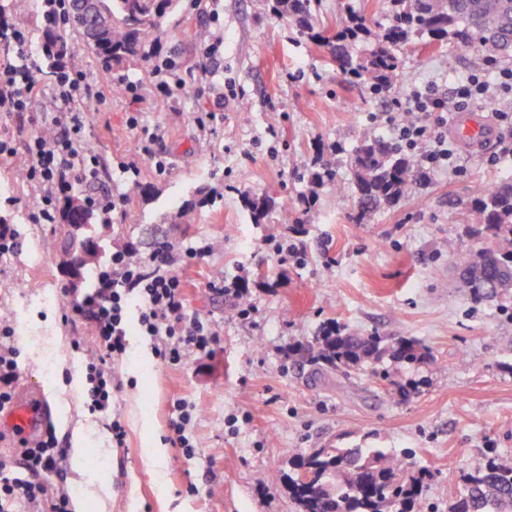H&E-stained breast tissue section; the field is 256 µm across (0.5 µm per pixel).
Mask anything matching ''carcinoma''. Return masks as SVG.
<instances>
[{
	"label": "carcinoma",
	"instance_id": "carcinoma-1",
	"mask_svg": "<svg viewBox=\"0 0 512 512\" xmlns=\"http://www.w3.org/2000/svg\"><path fill=\"white\" fill-rule=\"evenodd\" d=\"M179 0H97L98 14L110 19L104 44L94 47L86 31L91 18L76 3L68 5V23L45 27L39 35L47 59L92 52L103 71L147 60L156 54L162 20L178 7ZM312 0H272V8L288 17L301 31L312 30ZM392 22L373 35L363 20L349 14L330 49L344 73L367 79L377 94L396 89L398 58L394 48L414 34L478 52L487 60L512 55V11L501 0H391ZM375 44L364 57H353L349 47L362 36ZM358 203L366 214L397 202L418 180L416 161L397 141L373 138L361 142L352 156ZM255 220L275 207L271 199H245ZM475 233L487 240L484 249L497 253L499 263L480 265L479 253L458 254L455 265L468 275V292L477 302L493 300L484 287L512 268V179L473 190L468 201ZM93 214L78 196L66 201L61 225L68 227L70 244L97 256V245L80 237L76 225L91 223ZM310 361L346 375L363 371L386 357L414 363L425 356L416 344L400 338L387 343L378 336L328 328L308 348ZM419 476L401 467L400 456L385 448H312L300 455L294 472L286 476L288 490L299 512H419ZM512 512V462L494 460L469 473L459 487L449 512Z\"/></svg>",
	"mask_w": 512,
	"mask_h": 512
}]
</instances>
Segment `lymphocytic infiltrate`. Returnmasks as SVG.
<instances>
[{"label":"lymphocytic infiltrate","instance_id":"f902f5d3","mask_svg":"<svg viewBox=\"0 0 512 512\" xmlns=\"http://www.w3.org/2000/svg\"><path fill=\"white\" fill-rule=\"evenodd\" d=\"M12 52L0 57V112L23 115L34 100L42 98L43 85L30 60L25 35L10 30ZM493 81L467 78L453 96L438 93L428 84L394 97V106L405 112L419 113L416 121H397L386 116L385 124L406 149L416 151L417 163L424 173L456 172V155L448 146V115L468 104L473 96L501 98L512 94V66L491 63ZM53 123L57 132L52 139L31 133L25 175L37 187L40 197L29 218L36 224L57 223L61 200L66 199L78 183L95 179L99 158L90 150L81 134L80 113L101 100L103 93L90 81L84 70L61 65L54 72ZM212 250L211 244L189 245L181 249L160 242L145 257L125 250L113 251L108 265L96 276L94 286L82 299L68 301L62 308V320L87 318L94 324L99 342L97 356L86 363V407L89 413L103 414L112 409V376L109 364L126 352L129 311H137L142 335L154 341V353L163 362L180 364L184 350H207L212 331L199 319L186 318V284L174 266L200 261ZM20 351L10 324H0V408L13 400ZM63 449L53 433H46L22 452L21 470L0 464V512H11L18 504L32 512H70L66 494H49L44 483L35 481L38 473L59 472Z\"/></svg>","mask_w":512,"mask_h":512}]
</instances>
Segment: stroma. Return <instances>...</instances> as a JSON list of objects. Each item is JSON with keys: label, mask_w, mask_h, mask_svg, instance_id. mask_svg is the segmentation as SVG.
<instances>
[{"label": "stroma", "mask_w": 512, "mask_h": 512, "mask_svg": "<svg viewBox=\"0 0 512 512\" xmlns=\"http://www.w3.org/2000/svg\"><path fill=\"white\" fill-rule=\"evenodd\" d=\"M370 30L390 21L389 0H318L315 29L331 35L346 10ZM159 61L187 73L183 93L154 90L152 64L139 61L112 73L113 83H137V96L113 90L82 116L83 135L102 160L98 177L77 184L86 196L125 193L111 223L93 219L82 233L99 245L80 283L73 255L44 248L61 238L56 224H34L28 209L40 192L17 170L25 143L50 126L45 103L30 114H0V139L15 153L0 160V217L17 235L0 255V321L10 323L21 355L14 401L44 407L42 430L65 450L51 484L83 497L87 512H297L285 484L299 454L328 443L389 448L405 454L409 473H422L423 512H448L464 473L489 458L512 461V295L477 303L458 287L453 259L477 250L465 203L477 186L512 177V156L489 164L512 130L500 126L498 101L477 97L465 120L480 127L479 150L455 144L459 170L430 174L396 203L360 215L351 158L363 139H391L382 117L391 98L353 85L327 47L273 14L268 0H182L163 23ZM398 92L427 84L452 94L482 73L476 52L413 37L398 50ZM216 111L199 129L194 112ZM138 117L140 128L128 120ZM159 128L153 156H143L141 127ZM138 160L139 192L129 190L118 162ZM336 180L315 187L313 173ZM287 205L254 221L244 196ZM280 238L303 248L302 264L281 262ZM207 241L200 263L180 267L188 282L185 313L209 321L210 351L188 349L181 364L153 355V342L130 328L128 348L111 364L117 386L112 415L127 430L112 445L104 420L88 413L86 360L98 344L84 319L65 322L68 298L94 285L113 250L150 253L160 241ZM249 279L247 302L214 291V283ZM250 305L241 317V305ZM415 340L427 353L419 364L391 359L374 372L344 375L317 369L307 349L323 327ZM191 407L198 458L185 459L169 426L176 400ZM84 450L75 454L73 429ZM161 461L147 457L152 446Z\"/></svg>", "instance_id": "stroma-1"}]
</instances>
